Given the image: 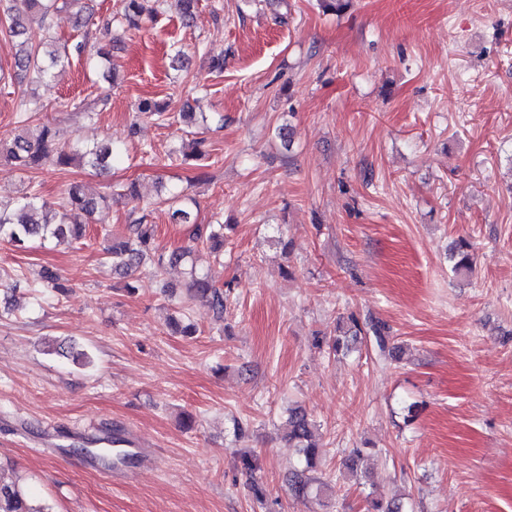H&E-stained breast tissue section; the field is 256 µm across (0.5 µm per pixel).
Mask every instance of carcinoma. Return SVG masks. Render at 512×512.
Segmentation results:
<instances>
[{
	"label": "carcinoma",
	"mask_w": 512,
	"mask_h": 512,
	"mask_svg": "<svg viewBox=\"0 0 512 512\" xmlns=\"http://www.w3.org/2000/svg\"><path fill=\"white\" fill-rule=\"evenodd\" d=\"M11 16V33L20 38L25 34L26 23L32 19L44 30L52 26L53 14L76 0H8ZM149 0H121L119 18L132 25L137 24L143 14L154 16L160 4L146 7ZM69 62L67 54L50 51L46 54L38 48H22L15 60L17 69L28 76L31 82L40 83L51 77L53 69ZM120 151L110 143L89 146L81 142H69L65 130L58 124L39 123L21 129L9 141H0V156L11 160L22 170L39 169L48 164L60 166L77 162L87 169L102 173L112 167ZM131 201L141 199L135 183L109 185L93 197L86 194L82 186L72 185L67 190V207L55 209L37 196H30L13 210L0 207V237L14 246H24L35 241L51 238L71 237L81 240L86 237L88 218L99 204L114 196ZM169 221L183 226L193 246L159 252L152 246L154 225L146 223L148 214L131 219L121 240L103 251L104 262L112 264L114 271L127 275L142 266H149L152 276H162L167 268L179 264L189 265V300L206 301L216 318L224 317V290L217 287L211 273L201 272L193 264L194 247L219 242L224 239V225L203 224L198 221L195 199H187L177 193L167 199ZM470 245L461 241L452 256L453 271L465 275L472 270L473 258ZM314 424L307 413L295 408L288 417V447L297 448L303 455L302 469L292 473L290 486L297 497L308 495L311 486L317 492L326 487L310 475L316 465L318 445L313 440ZM0 512H47L41 505H34L16 482L0 481Z\"/></svg>",
	"instance_id": "carcinoma-1"
}]
</instances>
